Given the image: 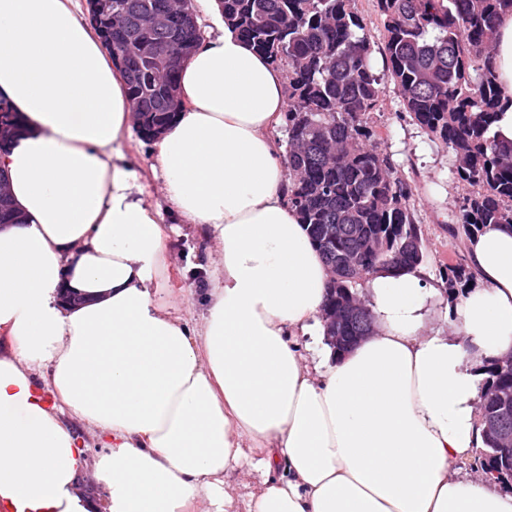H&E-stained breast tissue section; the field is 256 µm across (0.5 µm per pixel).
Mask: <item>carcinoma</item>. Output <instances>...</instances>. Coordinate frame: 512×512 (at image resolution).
<instances>
[{
  "label": "carcinoma",
  "instance_id": "carcinoma-1",
  "mask_svg": "<svg viewBox=\"0 0 512 512\" xmlns=\"http://www.w3.org/2000/svg\"><path fill=\"white\" fill-rule=\"evenodd\" d=\"M89 9L100 37H112L126 73L132 108L145 139L181 111L179 69L171 54H191L203 35L195 0L171 11L170 0H97ZM224 19L282 70L289 98L285 164L288 204L299 213L325 263L351 258L357 273L336 271L327 303L341 312L360 300L356 286L378 268L424 262L409 250L423 241L412 185L379 147L373 118L383 98L373 44L353 0H218ZM386 70L411 120L448 145L462 186L458 227L469 236L484 224H512V140L493 132L496 77L486 65L499 10L512 0H377ZM171 12L164 32L143 25ZM363 238L377 244L364 249ZM488 389L512 388L497 363Z\"/></svg>",
  "mask_w": 512,
  "mask_h": 512
}]
</instances>
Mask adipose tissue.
<instances>
[{
	"label": "adipose tissue",
	"mask_w": 512,
	"mask_h": 512,
	"mask_svg": "<svg viewBox=\"0 0 512 512\" xmlns=\"http://www.w3.org/2000/svg\"><path fill=\"white\" fill-rule=\"evenodd\" d=\"M496 30L512 140V9ZM178 94L150 200L123 73L74 0H0V98L24 120L0 149L23 217L0 226V512H232L244 468L263 475L245 512H512V490L458 476L485 445V367L512 352V226L468 238L449 332L418 269L381 270L377 332L307 364L327 270L287 202L284 75L228 24ZM177 224L216 277L197 322L169 301Z\"/></svg>",
	"instance_id": "obj_1"
}]
</instances>
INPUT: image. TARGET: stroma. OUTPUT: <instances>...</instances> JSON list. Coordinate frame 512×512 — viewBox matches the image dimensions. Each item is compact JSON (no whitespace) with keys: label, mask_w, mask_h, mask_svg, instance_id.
<instances>
[{"label":"stroma","mask_w":512,"mask_h":512,"mask_svg":"<svg viewBox=\"0 0 512 512\" xmlns=\"http://www.w3.org/2000/svg\"><path fill=\"white\" fill-rule=\"evenodd\" d=\"M375 126L382 148L390 153L415 188L413 204L422 224L426 249L421 269L425 281L438 290L427 303L430 307H439L442 297L448 294L446 265L459 262L466 255L463 241L454 240L448 234L449 225L457 221L461 194L451 152L447 145L432 140L411 122L393 83L385 85ZM125 154L132 169L140 175L146 196L156 197L160 181L152 174L156 158L153 142L142 138L139 131H132L126 141ZM203 260V248L194 237L182 233L172 236L168 286L182 296V311L196 315L202 311L197 291L206 287L207 277L190 273L188 267Z\"/></svg>","instance_id":"1"}]
</instances>
